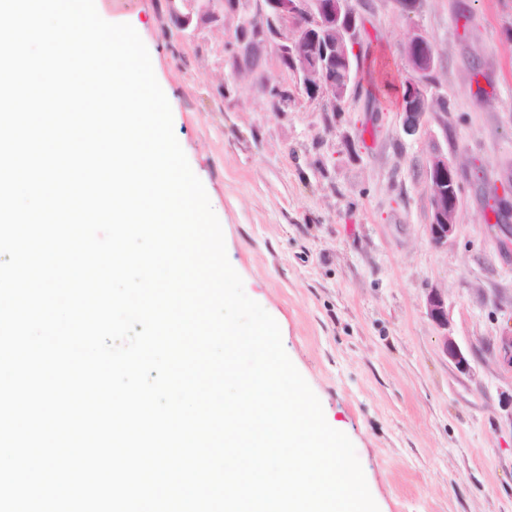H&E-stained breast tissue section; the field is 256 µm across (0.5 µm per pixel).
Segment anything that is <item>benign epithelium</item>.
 I'll use <instances>...</instances> for the list:
<instances>
[{
  "mask_svg": "<svg viewBox=\"0 0 512 512\" xmlns=\"http://www.w3.org/2000/svg\"><path fill=\"white\" fill-rule=\"evenodd\" d=\"M255 14L248 27L253 29L250 39H238L236 57L257 56L259 49L269 43L276 44L279 59L290 62V71L305 91L320 93L326 104L335 109L350 91L353 70L349 49L357 45V19L348 0H256ZM190 11L181 15L187 21L193 15H211L222 0H183ZM320 30L325 36L322 54L327 61L339 60L343 66L334 69L313 60L306 33ZM406 59L411 74L406 80L407 90L400 99L405 115L404 129L409 135L419 132L429 108L424 90L432 80L436 64L433 44L422 34H414L406 46ZM431 192L433 218L429 224L431 239L442 244L456 230L459 197L452 192L459 182V169L448 162V156L434 153L427 171ZM429 317L441 328H448L445 301L439 291L431 289L427 295ZM444 350L448 359L459 369L469 368L466 355L449 336H444Z\"/></svg>",
  "mask_w": 512,
  "mask_h": 512,
  "instance_id": "benign-epithelium-1",
  "label": "benign epithelium"
}]
</instances>
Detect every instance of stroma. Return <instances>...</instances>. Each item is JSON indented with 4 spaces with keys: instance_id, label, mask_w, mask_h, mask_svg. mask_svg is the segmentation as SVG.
I'll return each mask as SVG.
<instances>
[{
    "instance_id": "obj_1",
    "label": "stroma",
    "mask_w": 512,
    "mask_h": 512,
    "mask_svg": "<svg viewBox=\"0 0 512 512\" xmlns=\"http://www.w3.org/2000/svg\"><path fill=\"white\" fill-rule=\"evenodd\" d=\"M350 5L358 63L338 113L298 87L275 45L255 71H234L250 0L183 31L168 0L101 16L145 43L228 259L352 440L379 512H512V0H419L408 15L396 0ZM417 33L437 50L427 95L450 112L410 136L383 83L409 77ZM436 147L461 177L456 231L440 245L426 176ZM433 288L444 329L427 313ZM445 333L469 370L444 353Z\"/></svg>"
}]
</instances>
